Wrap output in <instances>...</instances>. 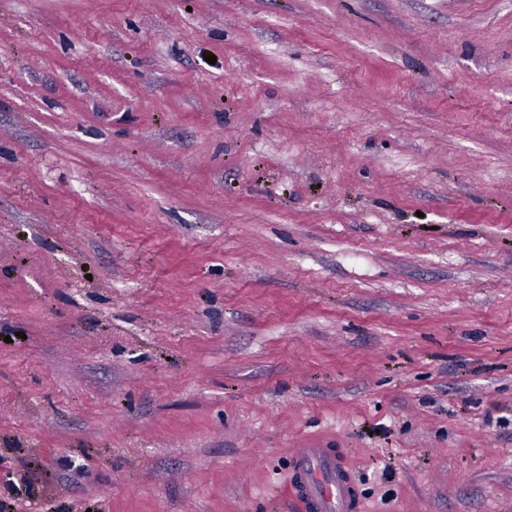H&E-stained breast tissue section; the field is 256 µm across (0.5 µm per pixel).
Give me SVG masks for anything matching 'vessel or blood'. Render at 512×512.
Here are the masks:
<instances>
[{"instance_id":"obj_1","label":"vessel or blood","mask_w":512,"mask_h":512,"mask_svg":"<svg viewBox=\"0 0 512 512\" xmlns=\"http://www.w3.org/2000/svg\"><path fill=\"white\" fill-rule=\"evenodd\" d=\"M290 491L300 512H365L350 475L331 448H298Z\"/></svg>"}]
</instances>
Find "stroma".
Masks as SVG:
<instances>
[{
	"instance_id": "35a3bbf8",
	"label": "stroma",
	"mask_w": 512,
	"mask_h": 512,
	"mask_svg": "<svg viewBox=\"0 0 512 512\" xmlns=\"http://www.w3.org/2000/svg\"><path fill=\"white\" fill-rule=\"evenodd\" d=\"M295 448L512 512V0H0V512H294Z\"/></svg>"
}]
</instances>
